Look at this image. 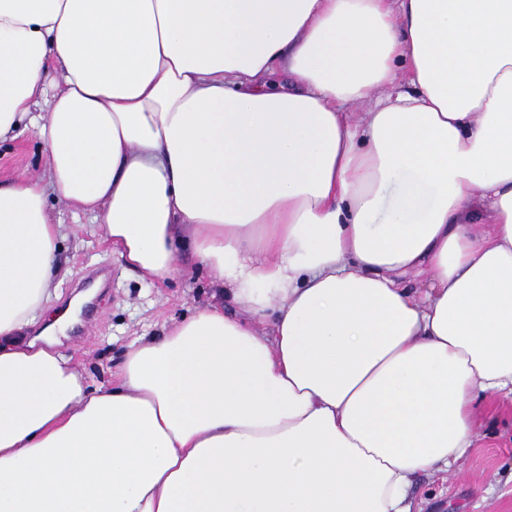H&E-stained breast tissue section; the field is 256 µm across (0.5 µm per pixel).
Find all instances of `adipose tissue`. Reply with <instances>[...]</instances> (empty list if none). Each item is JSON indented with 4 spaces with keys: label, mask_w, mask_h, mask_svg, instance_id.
<instances>
[{
    "label": "adipose tissue",
    "mask_w": 512,
    "mask_h": 512,
    "mask_svg": "<svg viewBox=\"0 0 512 512\" xmlns=\"http://www.w3.org/2000/svg\"><path fill=\"white\" fill-rule=\"evenodd\" d=\"M28 130L0 512H411L512 399V0H0V140ZM52 195L144 278L189 250L248 319L197 311L92 382L26 336Z\"/></svg>",
    "instance_id": "1"
}]
</instances>
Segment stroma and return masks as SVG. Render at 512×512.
I'll list each match as a JSON object with an SVG mask.
<instances>
[{"instance_id": "stroma-1", "label": "stroma", "mask_w": 512, "mask_h": 512, "mask_svg": "<svg viewBox=\"0 0 512 512\" xmlns=\"http://www.w3.org/2000/svg\"><path fill=\"white\" fill-rule=\"evenodd\" d=\"M47 179L48 164L33 133L0 143V183ZM62 224L56 297L34 336L64 318L74 303L89 306L79 330H66L64 353L95 382L104 383L123 363L131 342L160 335L163 326L213 303L219 283L191 255L178 258L179 272L163 282L142 280L101 241L89 217L49 198ZM479 427L472 448L445 474L419 475L410 491L413 512H512V400H478Z\"/></svg>"}]
</instances>
